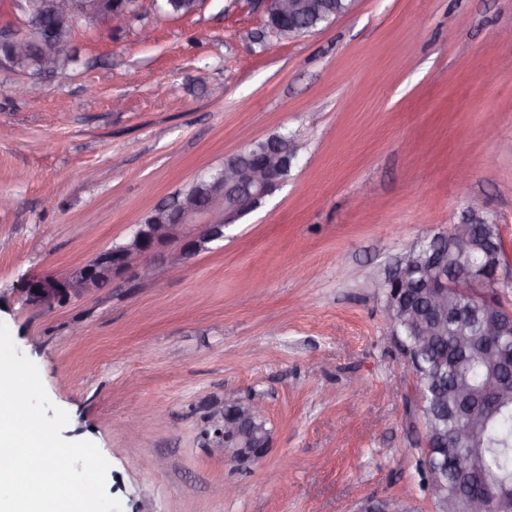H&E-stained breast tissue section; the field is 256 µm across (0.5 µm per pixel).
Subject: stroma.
Returning a JSON list of instances; mask_svg holds the SVG:
<instances>
[{"label": "stroma", "instance_id": "obj_1", "mask_svg": "<svg viewBox=\"0 0 512 512\" xmlns=\"http://www.w3.org/2000/svg\"><path fill=\"white\" fill-rule=\"evenodd\" d=\"M264 21L260 0L188 17L140 0L122 29L81 24L65 70L0 65V323L68 413L62 437L109 462L122 512H434L417 380L377 283L474 196L512 261V0H356L290 40ZM284 131L307 142L287 183L210 252L27 304L29 279ZM255 394L271 445L239 466L202 430L214 402ZM237 483L248 494L227 496Z\"/></svg>", "mask_w": 512, "mask_h": 512}]
</instances>
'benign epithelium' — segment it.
Masks as SVG:
<instances>
[{"mask_svg": "<svg viewBox=\"0 0 512 512\" xmlns=\"http://www.w3.org/2000/svg\"><path fill=\"white\" fill-rule=\"evenodd\" d=\"M266 16H299L325 7L326 0H265ZM52 14L61 23L78 26L84 20H107L112 28H120L130 17V8L110 0H30L24 8L20 29L0 35L12 53L32 59L41 69L51 70L58 57L73 52V42L45 36V15ZM304 149L295 138L280 136L265 140L263 159L251 163V151L244 150L224 158L222 174L200 195L177 194L170 203L156 206L145 221L134 228L121 245L99 251L87 263L63 275H46L28 280L22 288L25 300L33 306L61 305L83 298L101 288L143 278L154 262L172 269L187 263L211 246L224 240L225 229L257 208L262 200L283 186L285 170ZM487 214L478 199L469 202L456 235L444 242L435 240L428 255L411 249L386 276L387 298L400 291L419 288L426 295L430 314L412 320L420 336L435 334L441 318L448 310V291L469 290L481 300H490L486 290L500 284L501 258L494 255L497 244L478 239L474 224ZM479 247L488 253V261L474 265L462 260H449L454 252L464 253ZM482 347L486 354L506 361L512 349L500 340V327L495 321L483 327ZM234 406V415L224 417V405ZM265 421L261 399L226 398L214 405L207 420L204 438L213 451L229 461L243 465L263 457L270 448V433L261 429ZM497 500L502 508H512V500L492 487L475 491L473 512H482L487 501Z\"/></svg>", "mask_w": 512, "mask_h": 512, "instance_id": "benign-epithelium-1", "label": "benign epithelium"}]
</instances>
